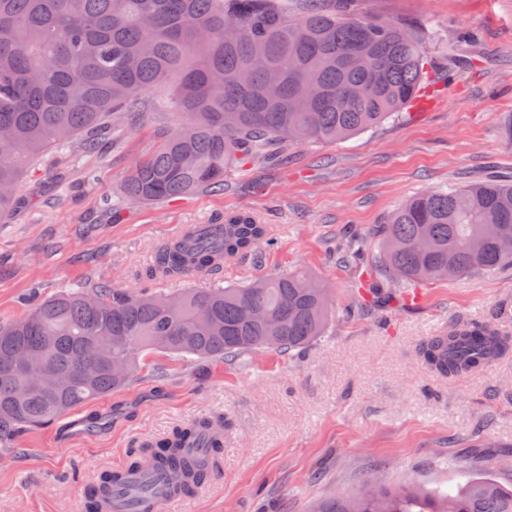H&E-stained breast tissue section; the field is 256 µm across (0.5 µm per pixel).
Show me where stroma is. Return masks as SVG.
Wrapping results in <instances>:
<instances>
[{"label":"stroma","instance_id":"1","mask_svg":"<svg viewBox=\"0 0 512 512\" xmlns=\"http://www.w3.org/2000/svg\"><path fill=\"white\" fill-rule=\"evenodd\" d=\"M354 9L409 24L433 83L381 125L288 148L276 165L242 158L220 191L133 205L120 199L125 176L177 118L144 93L133 130L75 162L45 156L27 173L14 211L0 218V323L65 288L178 291L181 282L151 276L154 247L182 225L238 211L269 225L268 239L194 287L308 270L332 288L336 320L299 355L148 357L132 384L74 413L99 414L101 425L75 432L64 418L0 448V512H83L101 472L201 417L223 421L224 453L181 512H258L265 498L309 512L358 492L372 470L451 485L467 468L512 486V349L456 377L419 355L430 337L472 322L512 340V267L419 284L411 301L387 308L368 306L357 286L382 272L356 274L337 260L346 234L368 232L417 193L512 179V0H355ZM452 54L465 69L448 72Z\"/></svg>","mask_w":512,"mask_h":512}]
</instances>
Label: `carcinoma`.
Masks as SVG:
<instances>
[{"instance_id": "1", "label": "carcinoma", "mask_w": 512, "mask_h": 512, "mask_svg": "<svg viewBox=\"0 0 512 512\" xmlns=\"http://www.w3.org/2000/svg\"><path fill=\"white\" fill-rule=\"evenodd\" d=\"M0 0V217L17 202L27 168L128 121L136 97L171 85L181 115L125 177L122 200L151 204L224 187V171L271 145L337 143L399 113L425 78L417 34L360 19L350 0ZM269 227L246 213L158 244L152 276L186 279L256 250ZM387 304L418 283L512 266V180L490 176L432 188L371 233ZM367 241L341 262L359 268ZM330 289L307 271L243 285L145 296L108 285L61 292L0 324V365L39 351L60 378L52 394L0 372V444L76 411L137 376L144 356L220 360L301 350L327 332ZM506 344L488 324L430 337L423 361L445 376L485 362ZM198 418L147 444L129 465L194 493L224 443ZM310 512H512V489L487 474L450 487L364 478L354 495Z\"/></svg>"}]
</instances>
